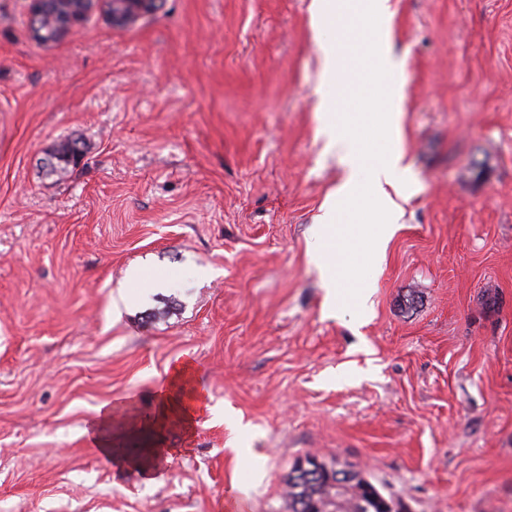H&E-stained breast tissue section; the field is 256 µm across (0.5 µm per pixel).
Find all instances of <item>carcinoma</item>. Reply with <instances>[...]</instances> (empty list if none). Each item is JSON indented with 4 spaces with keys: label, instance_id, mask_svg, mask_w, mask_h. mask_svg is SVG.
<instances>
[{
    "label": "carcinoma",
    "instance_id": "carcinoma-1",
    "mask_svg": "<svg viewBox=\"0 0 512 512\" xmlns=\"http://www.w3.org/2000/svg\"><path fill=\"white\" fill-rule=\"evenodd\" d=\"M48 8L40 19L43 42L57 40V24L62 13L79 9L76 0H47ZM82 153L75 141H63L52 150L49 166L62 171L73 165L76 154ZM288 512H391L389 502L380 489L361 472L351 470V477L343 485L324 470L311 479L291 475L287 481Z\"/></svg>",
    "mask_w": 512,
    "mask_h": 512
}]
</instances>
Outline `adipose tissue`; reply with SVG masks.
<instances>
[{
    "label": "adipose tissue",
    "mask_w": 512,
    "mask_h": 512,
    "mask_svg": "<svg viewBox=\"0 0 512 512\" xmlns=\"http://www.w3.org/2000/svg\"><path fill=\"white\" fill-rule=\"evenodd\" d=\"M339 14L343 15V27L348 31L358 28L360 20L370 22L378 34L373 44V53L380 71L396 68L389 0H313L312 22L315 27L326 25ZM372 94L384 99L387 105L383 130L393 145L371 165L366 164L355 140L341 131L335 114L329 111V102L319 104L317 132L326 139L328 147L336 151L345 175L324 204L315 233L320 238L329 234L337 213L358 199L360 176L367 169L371 172L372 181L369 202L383 220L380 232L373 240L372 249L382 252L401 216L400 201L408 189V168L400 146L404 92L402 86L396 83L381 81L373 87ZM185 373L186 369L181 365L172 369L169 382L171 391L158 402L154 426L159 427L168 420L176 419L189 427L197 416L208 411L209 405L204 395L187 390Z\"/></svg>",
    "instance_id": "1"
}]
</instances>
